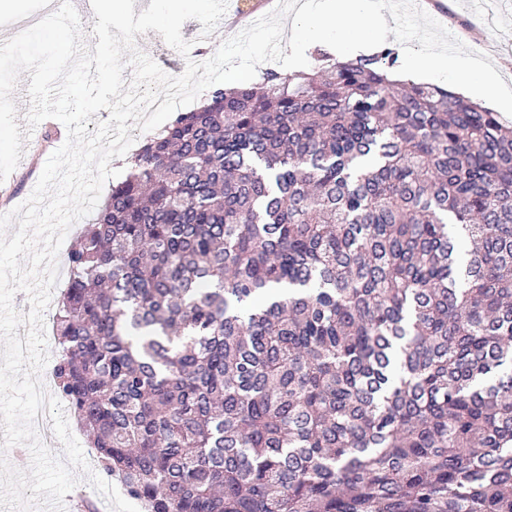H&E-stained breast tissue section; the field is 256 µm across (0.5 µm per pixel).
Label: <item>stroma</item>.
Masks as SVG:
<instances>
[{
  "instance_id": "obj_1",
  "label": "stroma",
  "mask_w": 512,
  "mask_h": 512,
  "mask_svg": "<svg viewBox=\"0 0 512 512\" xmlns=\"http://www.w3.org/2000/svg\"><path fill=\"white\" fill-rule=\"evenodd\" d=\"M397 14L404 46L433 54H469L494 63L504 85L512 89V0H437L435 9L422 13L416 0H400ZM417 38H410L409 28ZM64 125L33 130L22 147L23 155L0 183V214L10 212L32 194L49 156L66 140Z\"/></svg>"
}]
</instances>
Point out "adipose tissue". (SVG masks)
Returning <instances> with one entry per match:
<instances>
[{"mask_svg":"<svg viewBox=\"0 0 512 512\" xmlns=\"http://www.w3.org/2000/svg\"><path fill=\"white\" fill-rule=\"evenodd\" d=\"M395 18L387 0H311L296 15L292 44L330 41L341 54L354 57L371 51L391 35ZM402 76L429 77L457 86L463 93L488 101L508 100L496 81L493 69L458 56H436L410 52L404 57Z\"/></svg>","mask_w":512,"mask_h":512,"instance_id":"ef3b65f1","label":"adipose tissue"}]
</instances>
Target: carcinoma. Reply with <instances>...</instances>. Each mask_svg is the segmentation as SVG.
I'll return each mask as SVG.
<instances>
[{
    "label": "carcinoma",
    "instance_id": "obj_1",
    "mask_svg": "<svg viewBox=\"0 0 512 512\" xmlns=\"http://www.w3.org/2000/svg\"><path fill=\"white\" fill-rule=\"evenodd\" d=\"M327 59L134 153L55 390L148 512H512V127L391 48Z\"/></svg>",
    "mask_w": 512,
    "mask_h": 512
}]
</instances>
